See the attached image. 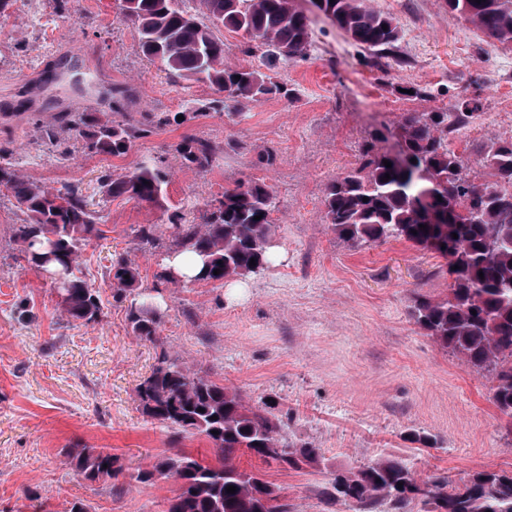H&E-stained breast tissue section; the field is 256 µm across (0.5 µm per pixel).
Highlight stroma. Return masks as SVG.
<instances>
[{"label":"stroma","mask_w":512,"mask_h":512,"mask_svg":"<svg viewBox=\"0 0 512 512\" xmlns=\"http://www.w3.org/2000/svg\"><path fill=\"white\" fill-rule=\"evenodd\" d=\"M395 18L396 53L371 66L314 7L295 0L310 19L307 58L267 64L264 49L243 33L216 28L225 61L253 67L289 91L259 103L225 101L222 110L182 122L192 101L217 98L208 82L171 81L139 47L121 0H73L59 13L44 0L40 27L11 0L0 19V143L13 142L18 174L51 186L71 183L102 206L106 239L83 254L82 278L97 292L102 318L92 326L61 315L49 279L31 266L13 239L24 214L0 186V512H165L175 483L89 481L65 464L73 445L106 448L130 466L145 465L173 446L203 457L201 438L173 441L170 431L137 408L136 389L159 353L197 364L209 378L240 390L252 403L277 401L275 413L294 445L312 444L319 464L300 471L266 469L290 512H354L324 500L321 489L340 468L381 456L403 459L418 476L460 485L480 470H512V427L491 401V374L476 373L409 317L414 296H444L451 277L444 259L391 241L358 247L323 221L326 185L361 162V148L393 133L409 112H445L469 100L478 115L449 136L477 184L492 175L479 154L512 135V49L448 12L443 0H367ZM88 62L108 95L80 98L71 111L139 129L120 156L85 154L66 138L61 113L39 105L14 108L18 92L61 60ZM171 115L156 126L155 115ZM56 139H49L48 131ZM205 139L217 149L213 167L185 166L179 144ZM149 163L168 174L167 205L157 208L105 194L102 174L118 177ZM240 182L268 185L276 208L272 260L244 281L170 284L161 278L165 236L138 245L140 224L202 223L208 203ZM137 265L141 288L159 291L166 314L160 340L136 339L128 299L116 297L109 272L118 257Z\"/></svg>","instance_id":"obj_1"}]
</instances>
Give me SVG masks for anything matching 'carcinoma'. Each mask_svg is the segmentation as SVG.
<instances>
[{"mask_svg": "<svg viewBox=\"0 0 512 512\" xmlns=\"http://www.w3.org/2000/svg\"><path fill=\"white\" fill-rule=\"evenodd\" d=\"M444 3L488 37L512 46V0ZM199 4L212 25L184 9L182 0H122V10L137 26L144 56L171 74L206 80L224 93L222 99L197 102V111H216L226 99L260 102L271 94L288 95L270 76L224 63V40L214 27L241 31L285 62L303 59L312 43L310 20L294 0H199ZM314 5L349 40L369 50L373 64L399 39L394 19L370 8L365 0H314ZM477 109V103L465 101L453 112L403 117L398 133L414 159L411 167L398 168L389 153L367 143L363 163L327 184L324 218L353 246L404 240L422 249L429 248L442 229L440 224L420 227L426 209L461 218L452 225L458 238L445 246L458 265L448 294L439 300L416 299L411 316L435 342L465 359L476 372L494 375L492 402L501 415L512 418V137L487 145L480 162L495 181L481 185L468 179L464 160L448 144V133L470 122ZM68 130L94 154L123 155L136 138V131L120 122L108 118L87 122L80 114L71 118ZM180 156L187 165L206 170L215 162L216 151L207 141L192 140L181 145ZM386 160L391 167L384 165ZM387 174L390 179L385 181ZM104 179L111 197L125 196L161 208L166 203L167 178L159 167L141 165L122 177ZM0 184L11 190L27 215L25 223L16 225L14 237L28 262L39 270L52 264L64 275L65 286L57 289L61 312L86 326L98 323L99 298L80 276L83 250L104 238L90 203L70 184L48 186L2 165ZM274 208L269 187L239 183L224 190L202 224H183L179 215L170 216L175 251L191 250L200 257L197 282L222 283L257 275L270 261ZM136 239L141 245L155 244L160 225H139ZM112 270L110 287L116 296L132 297L128 311L132 334L141 341L158 342L164 314L156 297L138 288L137 266L120 257ZM136 398L142 414L178 437L204 438L214 451V459L208 461L181 449L130 474V479L144 485L158 478L176 482L166 512H288L279 488L260 471L242 468L239 453L293 470L319 460V449L310 444L297 448L283 437L272 412L275 401L253 404L241 391L219 385L202 369L165 354L139 384ZM65 458L90 481L117 480L125 473L121 458L103 448H69ZM229 486L236 487L235 493L226 491ZM322 495L329 503L354 505L355 512H377L381 505L386 506L384 512H408L417 500L431 504L430 512H512V471L476 472L450 488L444 478L418 477L400 459L380 458L357 470L336 472Z\"/></svg>", "mask_w": 512, "mask_h": 512, "instance_id": "obj_1", "label": "carcinoma"}]
</instances>
